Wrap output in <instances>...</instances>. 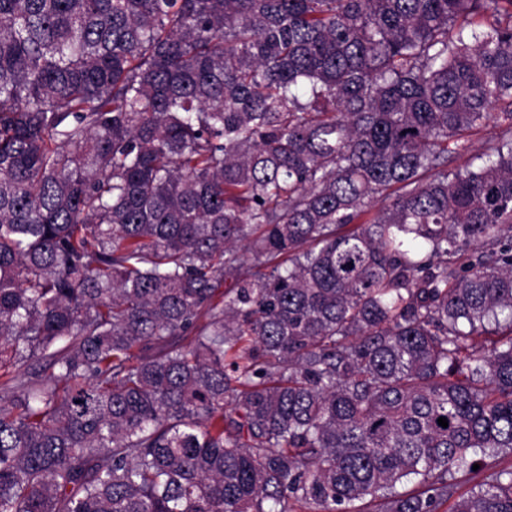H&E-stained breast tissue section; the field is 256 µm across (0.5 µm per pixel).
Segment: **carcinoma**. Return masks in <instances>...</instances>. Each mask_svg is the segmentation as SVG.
<instances>
[{"label": "carcinoma", "instance_id": "1", "mask_svg": "<svg viewBox=\"0 0 512 512\" xmlns=\"http://www.w3.org/2000/svg\"><path fill=\"white\" fill-rule=\"evenodd\" d=\"M13 368L0 512H512V0H0Z\"/></svg>", "mask_w": 512, "mask_h": 512}]
</instances>
